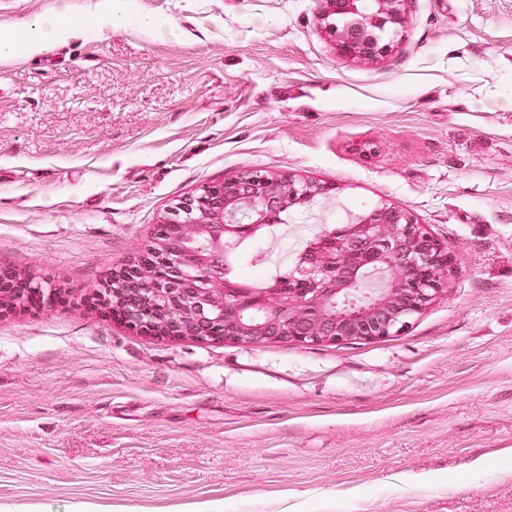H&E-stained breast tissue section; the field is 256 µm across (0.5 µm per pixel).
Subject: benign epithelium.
I'll return each mask as SVG.
<instances>
[{
  "instance_id": "benign-epithelium-1",
  "label": "benign epithelium",
  "mask_w": 512,
  "mask_h": 512,
  "mask_svg": "<svg viewBox=\"0 0 512 512\" xmlns=\"http://www.w3.org/2000/svg\"><path fill=\"white\" fill-rule=\"evenodd\" d=\"M412 0H318L317 18L336 45L340 56L379 63L398 54L399 43L386 40L381 32L404 31ZM333 188L266 172L226 177L184 198L175 207L186 223L206 225L216 248L204 262L202 274L214 277L224 267V246L260 224H279L281 215L317 196H328ZM251 221L239 219L245 206ZM155 225L149 242L160 246L165 278L145 283L139 262L112 272V279L93 297L106 311L120 303V322L145 336L189 337L199 341H231L260 344L294 343L301 346L334 343L355 344L383 339L400 332L443 292L444 276L455 259L418 223L413 214L380 203L351 225L346 235L318 238L303 254L295 275L309 294L271 291L251 299L264 308L268 319L256 325L222 319L226 302L233 301L219 281L205 288L191 275L179 256L180 238L169 242ZM386 265L391 288L372 291L367 304L354 309L339 307L338 298L353 292L354 284L370 265ZM41 294L40 304L59 300L56 288H47L34 277L28 287H14L13 273L0 269V314L31 305L32 293ZM224 320V335H213L216 321Z\"/></svg>"
}]
</instances>
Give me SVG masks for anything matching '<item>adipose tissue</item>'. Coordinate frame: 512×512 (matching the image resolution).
<instances>
[{
    "instance_id": "adipose-tissue-1",
    "label": "adipose tissue",
    "mask_w": 512,
    "mask_h": 512,
    "mask_svg": "<svg viewBox=\"0 0 512 512\" xmlns=\"http://www.w3.org/2000/svg\"><path fill=\"white\" fill-rule=\"evenodd\" d=\"M119 16L112 8H105L91 15L89 25L71 22L64 14L43 15L34 19L30 25V32L23 44H15L8 40L0 41V56L7 57L19 53L36 55L44 52L50 45L61 37L81 35L84 30L96 32L111 30Z\"/></svg>"
}]
</instances>
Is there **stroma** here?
Returning a JSON list of instances; mask_svg holds the SVG:
<instances>
[{"mask_svg":"<svg viewBox=\"0 0 512 512\" xmlns=\"http://www.w3.org/2000/svg\"><path fill=\"white\" fill-rule=\"evenodd\" d=\"M103 0H0V37ZM317 0H126L0 60V512H512V0H413L342 58ZM262 170L412 212L457 264L401 332L307 347L141 336L90 307L202 185ZM13 279L12 271L0 269V315L12 312L16 308L37 304H52L60 298L58 288H46L35 277H29L28 288L20 287L22 289L14 287ZM33 292L41 294L42 300L37 304L29 302V297Z\"/></svg>","mask_w":512,"mask_h":512,"instance_id":"1","label":"stroma"}]
</instances>
